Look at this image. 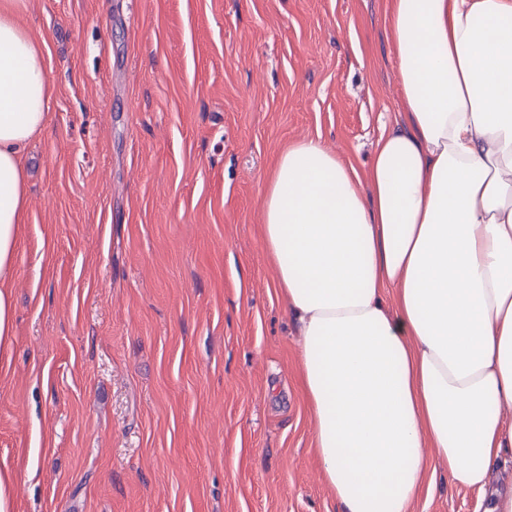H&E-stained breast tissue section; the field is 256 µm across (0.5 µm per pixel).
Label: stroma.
Returning a JSON list of instances; mask_svg holds the SVG:
<instances>
[{"instance_id":"obj_1","label":"stroma","mask_w":512,"mask_h":512,"mask_svg":"<svg viewBox=\"0 0 512 512\" xmlns=\"http://www.w3.org/2000/svg\"><path fill=\"white\" fill-rule=\"evenodd\" d=\"M54 94L0 352L16 512H337L257 226L279 148L357 170L389 0H25ZM409 512H484L438 470Z\"/></svg>"}]
</instances>
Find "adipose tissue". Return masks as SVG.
I'll return each instance as SVG.
<instances>
[{"label":"adipose tissue","mask_w":512,"mask_h":512,"mask_svg":"<svg viewBox=\"0 0 512 512\" xmlns=\"http://www.w3.org/2000/svg\"><path fill=\"white\" fill-rule=\"evenodd\" d=\"M24 0H0V348L53 90ZM403 109L365 173L280 149L259 226L300 338L295 380L338 512H408L430 471L512 512V0H392Z\"/></svg>","instance_id":"ef3b65f1"}]
</instances>
